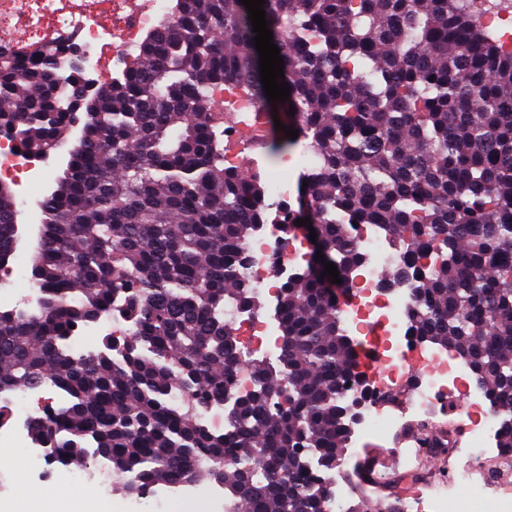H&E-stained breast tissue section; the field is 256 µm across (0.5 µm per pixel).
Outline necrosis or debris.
Instances as JSON below:
<instances>
[{"label": "necrosis or debris", "mask_w": 512, "mask_h": 512, "mask_svg": "<svg viewBox=\"0 0 512 512\" xmlns=\"http://www.w3.org/2000/svg\"><path fill=\"white\" fill-rule=\"evenodd\" d=\"M169 15V0H0V47L17 58L35 60L49 47L78 45L85 52L86 69L107 81L118 66L134 58L143 34L161 28ZM212 97L234 118L224 139L256 127V102L242 89L220 88ZM48 170L45 160L15 151L9 139L0 137V180L13 184L21 197L41 195ZM267 189L270 214L248 242L253 261L244 272L259 306L224 310L225 320L235 328L243 360L236 374L242 393L252 387L247 367L251 358L274 362L280 357L279 286L301 271L305 260L302 240L286 236L284 230L287 185L272 182ZM354 235L365 261L350 275L349 297L338 304V315L358 349L369 348L378 354L383 370L368 377L373 397L350 430L349 447H358L364 438L382 434L408 416L446 411L456 401V392H463V401L456 402L470 419V445L461 451L467 462L461 476L470 480L473 494L468 502H460L449 496L443 483L416 503L413 512H512V450L500 447V424L485 411L483 392L470 387L467 362L438 345L415 341L406 318L411 288L389 287L382 280V269L400 261L401 243L372 224L357 225ZM411 379L416 385L408 396L396 397V389ZM65 403V395L48 383L0 398V405L8 411L0 419V440L10 439L24 448L32 470H40L45 454L30 437L28 423L47 407ZM485 456L497 459V467L472 471L471 462Z\"/></svg>", "instance_id": "obj_1"}]
</instances>
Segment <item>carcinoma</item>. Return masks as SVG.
I'll use <instances>...</instances> for the list:
<instances>
[{"label":"carcinoma","mask_w":512,"mask_h":512,"mask_svg":"<svg viewBox=\"0 0 512 512\" xmlns=\"http://www.w3.org/2000/svg\"><path fill=\"white\" fill-rule=\"evenodd\" d=\"M263 9L290 88L279 111L295 109L281 123L317 155L286 230L310 219L324 255L282 284L278 363L252 361L255 389L236 395L228 434L197 422L236 387L224 307H256L242 270L269 211L261 179L224 166L211 90L238 84L268 98L245 6L173 0L170 23L84 103L63 176L38 202L40 309L0 312V394L50 378L67 406L29 424L51 448L47 463L82 471L100 455L126 496L206 477L224 483L232 512H326L331 492L311 471L344 461L343 410L368 398L322 276L329 261L345 282L361 263L355 222L402 243L385 283H414L410 334L467 353L490 412L506 416L500 447L512 448V44L462 0ZM69 58L55 48L33 62L0 54V123L30 154H56L72 136L81 72ZM295 144L281 130L268 148ZM14 214L0 184V270L19 241ZM120 297L132 332L74 357L73 334ZM173 385L190 394L188 409L170 403ZM238 448L253 449L262 472L228 462ZM370 470L365 457L347 477L379 496Z\"/></svg>","instance_id":"carcinoma-1"}]
</instances>
